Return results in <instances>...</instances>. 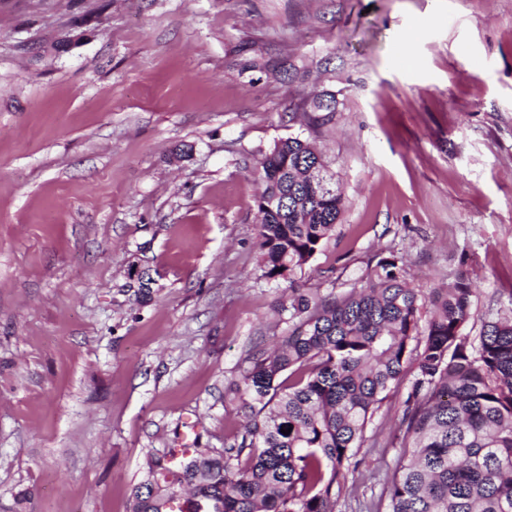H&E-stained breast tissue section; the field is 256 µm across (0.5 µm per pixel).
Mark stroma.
Returning <instances> with one entry per match:
<instances>
[{"instance_id": "1", "label": "stroma", "mask_w": 512, "mask_h": 512, "mask_svg": "<svg viewBox=\"0 0 512 512\" xmlns=\"http://www.w3.org/2000/svg\"><path fill=\"white\" fill-rule=\"evenodd\" d=\"M296 135L346 198L299 287L393 253L469 277L465 334L512 310V0H0V512H129L149 455L233 443L225 391L288 329L254 158ZM402 401L336 512H386Z\"/></svg>"}]
</instances>
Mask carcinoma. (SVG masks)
I'll return each mask as SVG.
<instances>
[{"label": "carcinoma", "mask_w": 512, "mask_h": 512, "mask_svg": "<svg viewBox=\"0 0 512 512\" xmlns=\"http://www.w3.org/2000/svg\"><path fill=\"white\" fill-rule=\"evenodd\" d=\"M254 173L261 278L288 282V334L251 352L227 388L243 417L234 443L149 458L131 512H335L336 486L410 365L387 512H512V309L474 341L469 279L425 291L394 256L345 293L294 287L344 212L340 176L298 136L258 151ZM129 279L149 296L145 273Z\"/></svg>", "instance_id": "obj_1"}]
</instances>
